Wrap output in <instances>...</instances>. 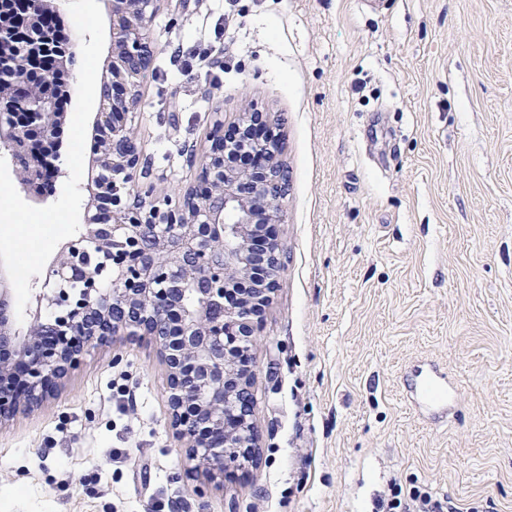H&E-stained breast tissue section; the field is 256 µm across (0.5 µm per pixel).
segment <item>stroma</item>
I'll return each mask as SVG.
<instances>
[{
  "mask_svg": "<svg viewBox=\"0 0 512 512\" xmlns=\"http://www.w3.org/2000/svg\"><path fill=\"white\" fill-rule=\"evenodd\" d=\"M63 2L61 173L31 198L0 152L21 329L95 190L101 104L75 77L112 81L105 0ZM149 42L132 193L196 186L214 121L250 107L283 147V265L251 350L260 460L188 473L157 345L116 336L0 427V512H379L396 480L512 512V0H156ZM421 362L458 385L447 420L407 400Z\"/></svg>",
  "mask_w": 512,
  "mask_h": 512,
  "instance_id": "1",
  "label": "stroma"
}]
</instances>
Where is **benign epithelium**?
I'll return each mask as SVG.
<instances>
[{
	"label": "benign epithelium",
	"mask_w": 512,
	"mask_h": 512,
	"mask_svg": "<svg viewBox=\"0 0 512 512\" xmlns=\"http://www.w3.org/2000/svg\"><path fill=\"white\" fill-rule=\"evenodd\" d=\"M155 0H111L112 86L117 93L96 124L107 137L92 142L98 185L112 191V223L87 207L83 230L47 266L43 291L34 297L33 320L15 328L13 280L0 263V424L41 406L58 380L75 369L90 345L119 331L147 336L167 367L171 426L186 441L188 460L212 482L225 467L254 464L257 434L249 401L250 351L255 324L282 267L280 243L265 244L264 282L252 287L256 262L250 231L281 221L288 168L278 146L255 133L268 113L250 110L235 125L253 137L256 164L229 158L223 125L216 121L201 161L208 190L185 192L174 206L130 200L124 187L136 180L140 152L127 115L138 96V77L151 63L147 42ZM0 108L23 120L0 121V149L24 153L31 135H57V113L41 89L13 96L0 87ZM32 165L16 170L22 189L34 186ZM242 291L226 301L228 291Z\"/></svg>",
	"instance_id": "7a95c632"
}]
</instances>
